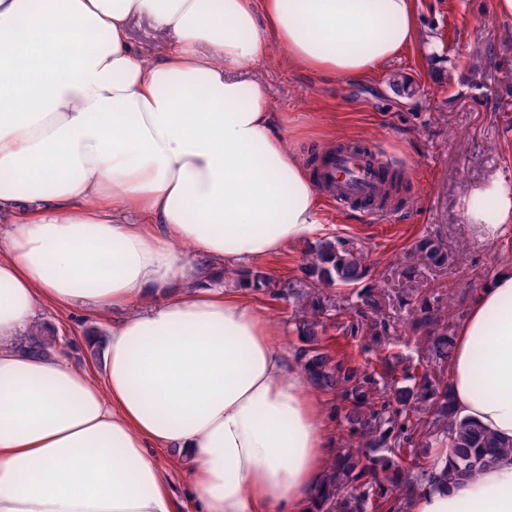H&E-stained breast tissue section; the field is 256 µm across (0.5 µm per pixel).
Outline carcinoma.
Here are the masks:
<instances>
[{
    "instance_id": "carcinoma-1",
    "label": "carcinoma",
    "mask_w": 512,
    "mask_h": 512,
    "mask_svg": "<svg viewBox=\"0 0 512 512\" xmlns=\"http://www.w3.org/2000/svg\"><path fill=\"white\" fill-rule=\"evenodd\" d=\"M421 258L437 265L446 261L441 244L426 238L416 246ZM305 277L325 286H355L366 276L364 254L347 248L336 240L324 239L309 250V258L301 267ZM421 323L433 326L429 351L436 364H447L453 348L448 327L435 326V318L426 305L421 307ZM322 323L312 314L300 325L303 369L311 385L334 392L345 407L351 435L366 448L363 453L345 452L330 463L320 495L319 508L334 512H394L400 490L398 477L425 482L434 472L414 471L401 465L404 461L402 441L411 421L410 408L418 400L431 401L429 420L420 421L419 431L426 447H437L443 438L451 439L453 473L472 478L494 462L506 445L479 426L448 421L446 383L428 374L416 378L413 385L394 389L392 400L379 401L375 396L376 378L352 363L335 357L322 345L319 328ZM56 343L54 331L40 327L32 332L21 347L36 354L50 351Z\"/></svg>"
}]
</instances>
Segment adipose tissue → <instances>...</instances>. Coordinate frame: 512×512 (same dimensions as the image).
<instances>
[{"instance_id":"1","label":"adipose tissue","mask_w":512,"mask_h":512,"mask_svg":"<svg viewBox=\"0 0 512 512\" xmlns=\"http://www.w3.org/2000/svg\"><path fill=\"white\" fill-rule=\"evenodd\" d=\"M145 17L177 47L149 62ZM417 36L416 0H0V512H175L164 448L196 512H316L334 456L326 409L249 279L208 288L321 231L315 187L262 84L233 76L284 45L357 80ZM468 208L512 236V184ZM123 312L103 371L20 349L41 306ZM448 414L512 443V265L472 300L448 362ZM436 479L409 512H512V453Z\"/></svg>"}]
</instances>
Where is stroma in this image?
Instances as JSON below:
<instances>
[{
    "instance_id": "stroma-1",
    "label": "stroma",
    "mask_w": 512,
    "mask_h": 512,
    "mask_svg": "<svg viewBox=\"0 0 512 512\" xmlns=\"http://www.w3.org/2000/svg\"><path fill=\"white\" fill-rule=\"evenodd\" d=\"M418 38L373 77L351 81L294 68L270 43L266 56L240 70L260 80L277 131L300 125L291 146L302 163L339 143L376 142L401 158L411 184L391 223L373 224L356 211L322 202L325 236L362 250L378 308L361 311L353 287L326 288L299 270L308 244L255 263L274 282L257 301L281 329L283 344L298 351L303 310L319 308L321 337L332 353L375 374L388 394L405 369L440 374L416 309L429 304L456 330L486 278L507 258L512 239L485 242L465 212L473 189L491 176L512 177V19L497 17L494 0H417ZM425 237L440 240L441 266L405 256ZM39 319L63 337L69 361L102 371L81 339L112 327L111 315L83 308H44Z\"/></svg>"
}]
</instances>
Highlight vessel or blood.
<instances>
[{"instance_id":"b4317fda","label":"vessel or blood","mask_w":512,"mask_h":512,"mask_svg":"<svg viewBox=\"0 0 512 512\" xmlns=\"http://www.w3.org/2000/svg\"><path fill=\"white\" fill-rule=\"evenodd\" d=\"M392 174L384 149L379 144L368 143L360 150L346 147L322 154L313 177L318 189L337 205L385 223L392 210L382 199Z\"/></svg>"}]
</instances>
